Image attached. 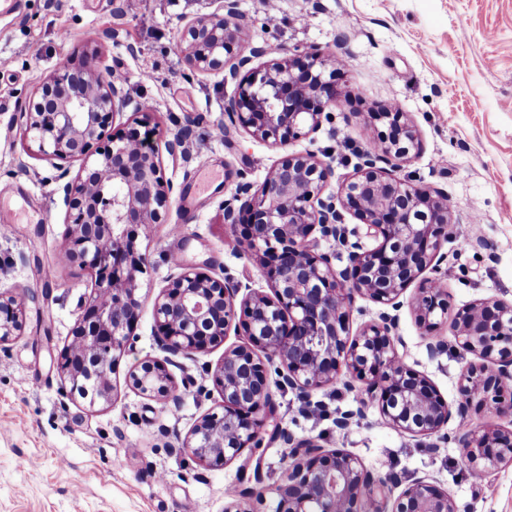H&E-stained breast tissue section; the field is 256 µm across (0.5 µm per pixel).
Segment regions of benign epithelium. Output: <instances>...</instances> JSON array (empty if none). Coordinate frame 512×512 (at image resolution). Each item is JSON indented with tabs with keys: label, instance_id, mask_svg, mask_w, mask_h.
I'll list each match as a JSON object with an SVG mask.
<instances>
[{
	"label": "benign epithelium",
	"instance_id": "obj_1",
	"mask_svg": "<svg viewBox=\"0 0 512 512\" xmlns=\"http://www.w3.org/2000/svg\"><path fill=\"white\" fill-rule=\"evenodd\" d=\"M245 25L237 0H223L220 11L199 14L185 25L183 59L195 71L222 73L237 82L224 106L230 127L283 148L316 132L323 114L338 105L341 56L326 57L314 47L287 51L268 45L235 55ZM257 57L269 61L240 75ZM124 105L121 85L104 76L96 52L83 50L55 67L19 112L40 157L52 163L80 162L74 177L66 179L64 169L58 179L65 180L61 190L69 226L63 253L91 274V291L72 330L82 339L86 358L75 368L65 351L58 369L70 392L92 406L110 399V375L148 300L135 288L136 274L146 266L138 248L139 230L164 223L173 192L159 149L148 141L155 135L150 114L142 113L143 132L112 130ZM193 127L189 121L165 141L170 155L178 154ZM369 127L377 149L361 156L355 174L337 193L323 195L334 174L330 163L311 153H287L256 191L238 185L239 207H224V223L260 264L272 295L251 290L239 300V285L188 268L153 301L158 341L173 356H190L223 341L233 325L248 336V344L224 350L212 373L222 394V412L203 416L184 445L211 469L240 457L246 466L253 462L251 451L260 447L275 406L267 360L283 367V385L305 396L348 372L360 383L361 408L345 413L342 426L373 405L386 424L427 439V447L436 449L432 438L453 421L461 457L473 475L485 480L512 464V302L482 299L455 313L456 342L473 360L460 373L454 406L405 362L395 316L382 311L350 334L349 312L356 298L396 309L412 287L421 337L435 357L444 350L436 331L451 308L440 276L447 260L443 246L454 235L448 196L394 174V161L419 148L418 134L403 113L390 107L376 110ZM380 161L390 168L377 166ZM344 210L365 226L366 236L381 242L371 249L355 248L338 270L319 247L322 240H346ZM22 327L21 302L0 291V343ZM258 350L265 359L257 356ZM130 382L145 395L178 401L164 361L142 363ZM484 408L507 425L474 422L471 411ZM281 437L290 460L276 489L277 512H457L448 491L425 478L405 484L393 472H371L342 449L296 442L285 433ZM253 480V487H233L224 512H243L241 500L261 497L259 461Z\"/></svg>",
	"mask_w": 512,
	"mask_h": 512
}]
</instances>
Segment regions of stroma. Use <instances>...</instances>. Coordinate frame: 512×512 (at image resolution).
Masks as SVG:
<instances>
[{
    "instance_id": "1",
    "label": "stroma",
    "mask_w": 512,
    "mask_h": 512,
    "mask_svg": "<svg viewBox=\"0 0 512 512\" xmlns=\"http://www.w3.org/2000/svg\"><path fill=\"white\" fill-rule=\"evenodd\" d=\"M216 8L215 0H0V290L20 297L25 319L21 335L0 344V512H224L241 472L237 461L205 468L183 443L202 416L221 411L212 373L226 348L245 343L242 331L230 330L207 351L171 358L157 343L147 305L111 376L108 402L71 395L57 369L91 277L60 259L68 226L57 171L29 146L15 115L59 56L97 47L102 72L120 81L131 101L115 128L134 119L136 104L150 109L166 137L186 118L196 121L185 157L162 158L174 192L165 223L146 227L138 240L146 256L141 293L158 296L185 267L270 292L224 222L225 202L238 184L260 186L287 151L331 162L327 190L337 192L365 150L370 108L394 105L420 139L397 176L441 190L453 203L455 239L445 244L441 266L453 307L512 301V0H238L247 19L243 50L305 44L346 59L331 120L284 149L242 129L216 134L235 86L222 74L190 70L176 49L186 23ZM463 237L487 241L490 256L461 246ZM396 316L408 365L455 402L470 356L450 323L438 330L445 351L433 357L410 305ZM147 359L166 361L178 404L129 385V372ZM268 377L275 401L268 425L346 450L375 473L428 479L448 491L458 512H512V465L474 481L455 425L443 429L435 450L387 426L371 406L341 429L336 417L356 409L357 388L342 380L305 400L281 388L276 365ZM256 454L265 501L246 499L242 507L269 512L289 447L266 439Z\"/></svg>"
}]
</instances>
